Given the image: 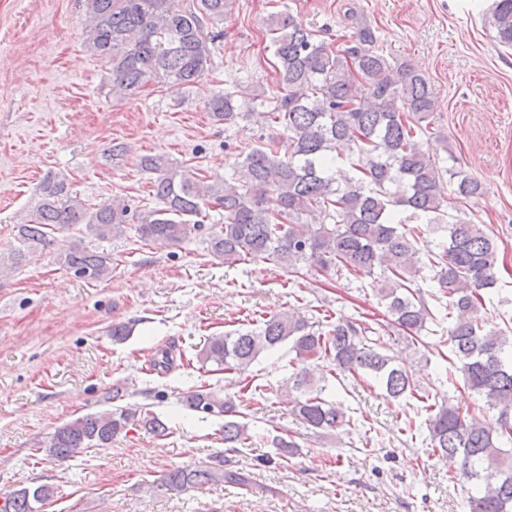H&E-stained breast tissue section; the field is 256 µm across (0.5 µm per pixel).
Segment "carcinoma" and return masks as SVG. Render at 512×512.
I'll list each match as a JSON object with an SVG mask.
<instances>
[{"mask_svg":"<svg viewBox=\"0 0 512 512\" xmlns=\"http://www.w3.org/2000/svg\"><path fill=\"white\" fill-rule=\"evenodd\" d=\"M234 0H86L84 45L109 67L112 85L136 94L151 84L183 88L196 84L212 61ZM492 23L497 39L512 46V0H496ZM266 32L277 60L278 94L268 111L257 96L238 85L206 104L226 128L240 121L279 127L288 133V151L273 137L239 157L233 182L205 183L164 154L143 155L142 169L156 175L157 207L142 211L124 199L90 207L60 173H48L40 198L17 226V257L49 247L51 234L77 224L98 239L135 224L140 238L176 245L201 228L208 209L224 210V223L209 236L214 258L228 265L263 259L294 277L315 268L327 280L347 275L372 278L387 320L369 324L337 320L322 325L290 312L270 315L260 325L204 339L197 360L219 371L242 375L264 352L286 343L295 353L299 397L286 403L307 430L319 436L350 425L346 411L324 397L328 377L370 378L384 395L418 397L415 373L389 355L388 342L405 340L427 349L422 338L435 320L419 281L432 272L448 298L446 333L453 364L464 386L485 400L475 413L450 401L426 406L431 448L460 459L452 480L471 484L467 512H512V336L480 318L488 290L495 287L497 241L484 224L461 218L448 222V236L426 251L412 220L440 224L448 216L447 179L456 180L460 203L482 194L483 185L463 170L442 169L424 149L422 135L432 124L436 97L414 67L392 68L373 50L374 31L362 26L341 49L288 8L272 11ZM349 167L336 180L339 159ZM408 216L401 217V214ZM329 216L334 229H315L308 219ZM63 266L76 276L100 279L112 269L102 252L74 248ZM122 388L112 391V408L77 417L60 426L44 455L66 461L89 448H106L132 430L166 437L170 427L144 406H122ZM180 404L209 417L224 418V447L253 444L249 423L240 420L235 395L210 386L184 393ZM246 487L247 471L178 467L165 472L156 488L180 495L212 484ZM54 495L43 484L21 487L3 497L0 512H42Z\"/></svg>","mask_w":512,"mask_h":512,"instance_id":"carcinoma-1","label":"carcinoma"}]
</instances>
